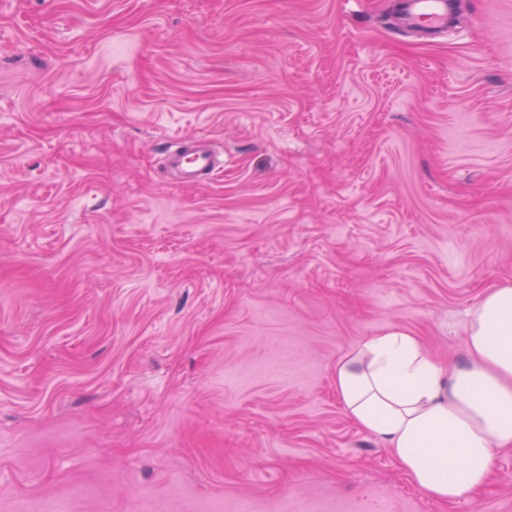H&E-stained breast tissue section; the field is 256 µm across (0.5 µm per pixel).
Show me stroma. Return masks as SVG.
I'll list each match as a JSON object with an SVG mask.
<instances>
[{"label":"stroma","instance_id":"obj_1","mask_svg":"<svg viewBox=\"0 0 512 512\" xmlns=\"http://www.w3.org/2000/svg\"><path fill=\"white\" fill-rule=\"evenodd\" d=\"M460 2L0 0V512H512V447L437 501L336 392L512 283V0ZM458 0H399L398 23L408 31L438 35L456 19ZM166 158L183 185H197L224 171V158L220 159L206 140L193 136L176 138Z\"/></svg>","mask_w":512,"mask_h":512}]
</instances>
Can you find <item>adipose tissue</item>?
<instances>
[{"mask_svg": "<svg viewBox=\"0 0 512 512\" xmlns=\"http://www.w3.org/2000/svg\"><path fill=\"white\" fill-rule=\"evenodd\" d=\"M336 390L426 495H472L494 449L512 447V285L488 289L470 313L466 362L444 367L414 336L393 331L338 365Z\"/></svg>", "mask_w": 512, "mask_h": 512, "instance_id": "ef3b65f1", "label": "adipose tissue"}]
</instances>
